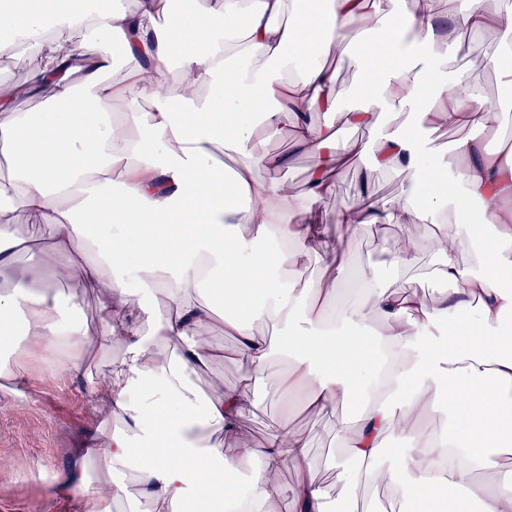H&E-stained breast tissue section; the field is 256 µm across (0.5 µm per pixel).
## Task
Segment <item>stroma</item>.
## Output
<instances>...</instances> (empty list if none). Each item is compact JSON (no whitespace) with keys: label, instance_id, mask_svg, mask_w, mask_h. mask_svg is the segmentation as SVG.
I'll use <instances>...</instances> for the list:
<instances>
[{"label":"stroma","instance_id":"1","mask_svg":"<svg viewBox=\"0 0 512 512\" xmlns=\"http://www.w3.org/2000/svg\"><path fill=\"white\" fill-rule=\"evenodd\" d=\"M444 72H451L475 86L484 100L497 101L504 81L499 73L480 67L470 59L463 45L453 49L438 47ZM45 56L33 48H24L11 56H0V96L10 99L15 111L33 114L53 101L49 84H34L32 75L43 68ZM255 146L261 153H288L292 162L287 169L272 172L256 168L258 178H276L292 185L299 196H306L307 178L317 164L313 155L294 151L289 131L269 137L258 134ZM333 193L322 199L317 208L327 227L322 246L316 247L305 261L301 287L315 288L325 276L323 252L326 246L343 243L352 267L371 271L377 287L388 291L402 290L407 280H414L427 300L445 291L443 281L433 275L435 257L428 238H421L413 265L404 271L391 265L390 251L396 239L407 237L409 230L401 224H359L352 229L335 221L338 206L353 205L359 176L349 165L332 169ZM9 222L17 235L30 243L17 253V264L35 267L38 278L32 287H41L61 259L47 247L49 228L41 217L19 210ZM212 343L224 351V358L209 370L197 375L203 392L217 385L241 388L253 406L243 419L250 438L261 440L269 423L279 415L280 406L270 395L288 371L287 357L275 356L269 375L262 386L248 380V366L237 354L234 337L214 331ZM110 365V353L99 341H91L89 355L81 371L71 372L55 365L51 356H26L20 361L17 380L11 390L0 391V512H86L93 486L116 477L132 478V471L116 473L106 468L97 456L78 460L77 450L86 433L97 427L103 415L92 401V388L104 385ZM356 413L351 407L313 414L293 408L291 425L310 441L311 456L316 464L315 478L325 489L328 501L344 512L348 502H357L360 512H391L393 503L387 489H369L355 483L356 465L347 460L344 426ZM83 467L88 485L78 489L57 484L60 474Z\"/></svg>","mask_w":512,"mask_h":512}]
</instances>
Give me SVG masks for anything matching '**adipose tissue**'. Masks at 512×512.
Wrapping results in <instances>:
<instances>
[{"label":"adipose tissue","instance_id":"1","mask_svg":"<svg viewBox=\"0 0 512 512\" xmlns=\"http://www.w3.org/2000/svg\"><path fill=\"white\" fill-rule=\"evenodd\" d=\"M300 0H213L203 14L169 15V0H134L133 7H104L102 0H0V53L35 42L49 63L35 82L55 88L51 105L21 116L0 98V143L13 152L17 192L0 189V215H39L52 232L51 247L64 256L51 282L80 274L83 287L105 299L99 341L112 350V370L96 401L122 429L101 428L98 454L113 467L131 458L140 465L132 483L99 487L87 512H112L125 498L149 500L155 512L206 485L211 501L238 493L229 475L240 460L254 462L250 512H278L290 496L291 512H325L326 493L313 478L308 440L287 420L274 421L262 440L250 441L241 421L251 403L236 388L201 397L198 372L218 359L209 343L215 328L235 336L249 377H267L275 353L288 354L282 385L303 393L322 413L351 398L362 410L346 429L347 453L368 487L386 486L395 503L423 500L436 509L449 486L463 494L454 512H512V146L482 153L467 130L496 123L494 109L462 79L442 76L437 45L454 46L460 32L497 31L501 42L484 53L483 67L512 81V5L479 7L475 0H416L401 13L398 0H321L303 10ZM235 28H227V19ZM322 44L353 46L350 58L367 91L364 103L338 109L336 70L308 54L310 36ZM117 47L120 58L100 52ZM181 75L171 94L165 75ZM432 97H425L427 86ZM126 109L114 115L112 104ZM329 115L326 123L315 114ZM371 128L369 141L339 144L346 126ZM455 127L459 135L448 166L431 157L416 128ZM290 130L298 150L319 157L308 200L300 202L275 180L256 177L257 166L287 167L286 154H254L257 132ZM238 156L232 183L212 166L215 145ZM343 160L392 169L410 197L380 209L371 195L337 210V223L431 226L437 276L448 291L427 303L414 290L375 289L381 328L367 325L355 306L332 312L331 285L346 271L341 248L325 251L326 288L296 289L309 253L322 239L314 206L332 191L324 170ZM115 231L103 244L84 230ZM138 246L137 292L125 286L120 260ZM19 241L0 225V268L14 287L0 292V382L16 377L5 361L17 347L28 353L62 351L77 372L88 353L87 327L72 323L50 289H32L31 267L17 266ZM479 248L477 267L462 256ZM238 284L225 296L231 312L216 324L207 297L223 282ZM164 304L165 317L155 315ZM478 315L471 330L428 336L434 320ZM275 328L272 336L258 326ZM368 347L381 368L356 375L355 353ZM156 394L177 415L145 431L143 395ZM458 421L444 435L426 434L421 419L431 407ZM407 447L392 466L379 458L389 430ZM143 448H134V441ZM233 452H226V445ZM293 467L284 488L280 475ZM489 471L494 486L475 480Z\"/></svg>","mask_w":512,"mask_h":512}]
</instances>
